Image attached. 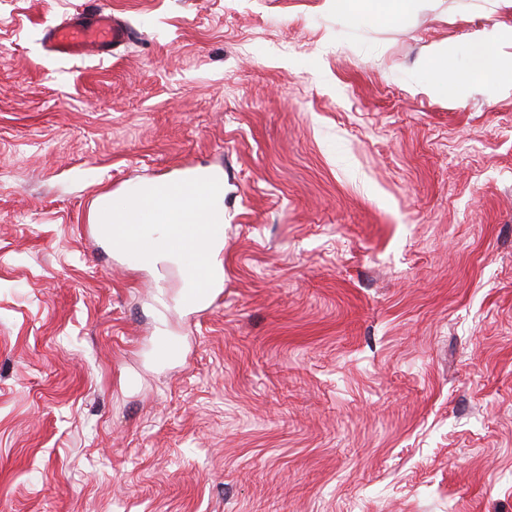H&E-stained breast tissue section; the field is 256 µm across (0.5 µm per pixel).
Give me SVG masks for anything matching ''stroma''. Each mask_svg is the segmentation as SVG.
<instances>
[{
    "label": "stroma",
    "instance_id": "35a3bbf8",
    "mask_svg": "<svg viewBox=\"0 0 512 512\" xmlns=\"http://www.w3.org/2000/svg\"><path fill=\"white\" fill-rule=\"evenodd\" d=\"M111 57L45 51L76 13ZM512 0H0V512H512ZM448 48L459 92L417 62ZM224 175L222 298L88 236ZM180 344L156 358V337ZM412 1H424V0H393L390 1L391 9L390 12H382L375 6L366 5L364 8L356 9L352 0H326L329 8L335 11L338 15L346 16L349 20L357 22L360 19L377 22L386 20L390 16H397L403 12L409 2ZM127 38L126 27L112 13L100 11L92 18L73 16L49 26L45 42L53 53L83 56L110 52ZM474 77L481 81H495L512 88V61L503 60L489 37L471 45Z\"/></svg>",
    "mask_w": 512,
    "mask_h": 512
}]
</instances>
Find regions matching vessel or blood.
<instances>
[{
  "mask_svg": "<svg viewBox=\"0 0 512 512\" xmlns=\"http://www.w3.org/2000/svg\"><path fill=\"white\" fill-rule=\"evenodd\" d=\"M126 27L109 12H98L85 18L73 16L47 29L46 43L56 54L82 56L90 52L104 53L125 43Z\"/></svg>",
  "mask_w": 512,
  "mask_h": 512,
  "instance_id": "obj_1",
  "label": "vessel or blood"
}]
</instances>
